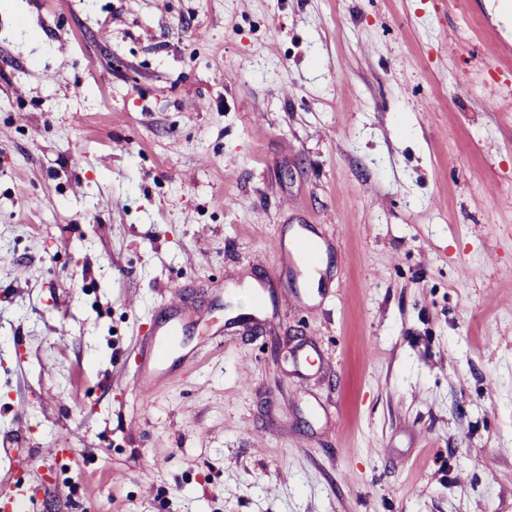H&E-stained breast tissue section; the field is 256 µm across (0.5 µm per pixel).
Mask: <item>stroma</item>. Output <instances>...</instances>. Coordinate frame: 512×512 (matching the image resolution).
I'll use <instances>...</instances> for the list:
<instances>
[{
	"instance_id": "obj_1",
	"label": "stroma",
	"mask_w": 512,
	"mask_h": 512,
	"mask_svg": "<svg viewBox=\"0 0 512 512\" xmlns=\"http://www.w3.org/2000/svg\"><path fill=\"white\" fill-rule=\"evenodd\" d=\"M505 15L0 0V480L24 512H512ZM303 224L305 306L277 248ZM172 289L189 359L143 393Z\"/></svg>"
}]
</instances>
